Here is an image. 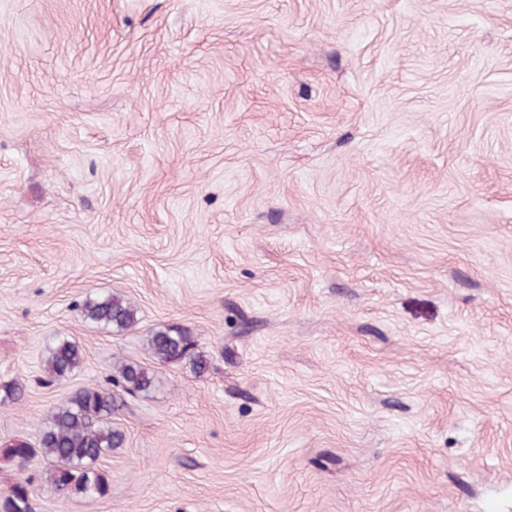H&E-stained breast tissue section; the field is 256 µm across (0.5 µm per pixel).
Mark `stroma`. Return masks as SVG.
I'll return each instance as SVG.
<instances>
[{
	"label": "stroma",
	"mask_w": 512,
	"mask_h": 512,
	"mask_svg": "<svg viewBox=\"0 0 512 512\" xmlns=\"http://www.w3.org/2000/svg\"><path fill=\"white\" fill-rule=\"evenodd\" d=\"M111 293L135 327L85 322ZM11 380L34 512H512V0H0ZM85 387L101 498L6 452ZM148 350L159 364L187 361L196 376L207 369V360L196 351V344L187 333L172 328L154 331L147 339ZM82 349L78 342L69 336H59L48 349L45 368L54 380L67 379L81 365ZM118 384L125 392L135 394L148 392L154 386L155 375L149 368L134 362L122 363L117 367Z\"/></svg>",
	"instance_id": "35a3bbf8"
}]
</instances>
